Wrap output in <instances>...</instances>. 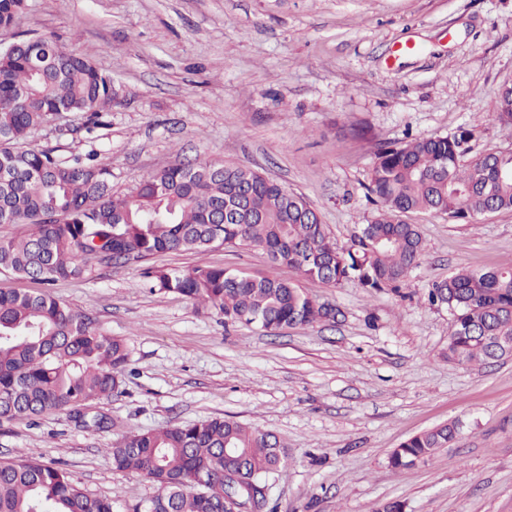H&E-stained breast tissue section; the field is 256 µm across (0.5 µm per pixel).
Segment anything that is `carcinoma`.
<instances>
[{"instance_id":"1","label":"carcinoma","mask_w":512,"mask_h":512,"mask_svg":"<svg viewBox=\"0 0 512 512\" xmlns=\"http://www.w3.org/2000/svg\"><path fill=\"white\" fill-rule=\"evenodd\" d=\"M23 0H0V28ZM115 99L112 78L86 54L50 38L0 48V224L26 231L0 239V273L50 286L86 279L102 264L147 260L216 245L264 250L277 266L337 287L355 281L372 292L400 289L424 256L414 213L465 221L512 210V151L471 153L474 132L423 136L383 144L366 186L376 210L350 244L329 236L307 200L258 171L224 160L179 162L149 174L132 194L112 188V171L95 161L63 158L56 148L27 146L31 133L63 112L101 124ZM492 120L512 132V83L496 96ZM151 287L224 315V324H255L267 332L333 323L336 309L294 282L224 267L151 266ZM448 305L449 361L487 363L512 338V264L486 271L461 268L428 291ZM129 347L94 327L43 289L0 291V422L27 421L67 410L84 427L109 428L90 403L119 391ZM458 435L454 423L414 435L389 456L394 469L430 460ZM114 469L143 475L157 488L127 512H224L234 495L248 512L269 506V479L288 467L276 435L228 418L148 432H130L108 449ZM110 498L91 496L68 472L19 458L0 464V512H113Z\"/></svg>"}]
</instances>
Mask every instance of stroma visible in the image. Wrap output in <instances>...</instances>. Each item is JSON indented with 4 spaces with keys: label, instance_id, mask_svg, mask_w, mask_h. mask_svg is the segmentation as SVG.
<instances>
[{
    "label": "stroma",
    "instance_id": "35a3bbf8",
    "mask_svg": "<svg viewBox=\"0 0 512 512\" xmlns=\"http://www.w3.org/2000/svg\"><path fill=\"white\" fill-rule=\"evenodd\" d=\"M38 36L89 52L117 98L103 126L66 113L30 146L95 152L121 193L179 161L247 165L302 194L341 246L375 209L365 186L379 143L465 126L474 151L512 150L490 116L512 82V0H24L0 43ZM410 221L425 255L396 293L328 287L248 246L152 259L296 281L339 309L331 325L228 326L150 290L133 260L54 283L61 302L127 340L129 373L94 404L111 428L79 427L61 410L3 422L0 460L58 464L124 512L156 488L114 469L113 441L226 417L287 444L288 467L269 487L277 512H376L388 500L404 512H512V357L448 362V307L426 300L457 267L512 264V211ZM448 422L459 426L448 448L390 467L400 443Z\"/></svg>",
    "mask_w": 512,
    "mask_h": 512
}]
</instances>
